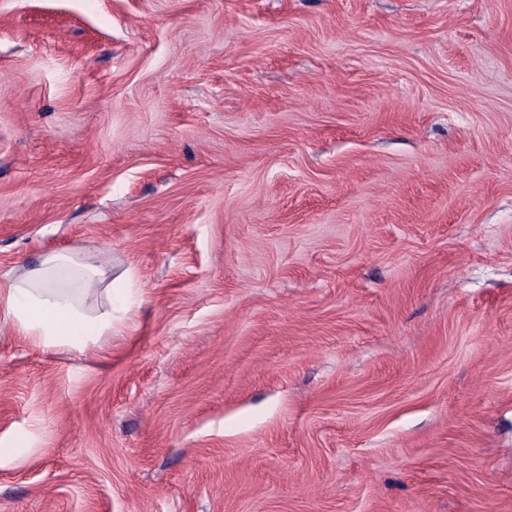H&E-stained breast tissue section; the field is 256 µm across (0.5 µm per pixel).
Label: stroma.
<instances>
[{"instance_id": "35a3bbf8", "label": "stroma", "mask_w": 512, "mask_h": 512, "mask_svg": "<svg viewBox=\"0 0 512 512\" xmlns=\"http://www.w3.org/2000/svg\"><path fill=\"white\" fill-rule=\"evenodd\" d=\"M0 512H512V0H0ZM63 271L75 273L78 288L58 284ZM104 272L91 256L77 261L65 255L48 256L27 277L0 284V315L21 333L46 349L85 351L99 336L112 332V313H90L86 303L96 298L95 284Z\"/></svg>"}]
</instances>
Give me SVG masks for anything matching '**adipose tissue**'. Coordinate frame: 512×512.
Wrapping results in <instances>:
<instances>
[{"label": "adipose tissue", "mask_w": 512, "mask_h": 512, "mask_svg": "<svg viewBox=\"0 0 512 512\" xmlns=\"http://www.w3.org/2000/svg\"><path fill=\"white\" fill-rule=\"evenodd\" d=\"M64 271L75 273L78 287L58 284L57 276ZM102 276L92 257L77 261L65 255L49 256L27 277L0 285V319L44 349L88 350L112 329L111 311L92 313L86 307L95 299V285Z\"/></svg>", "instance_id": "adipose-tissue-1"}]
</instances>
